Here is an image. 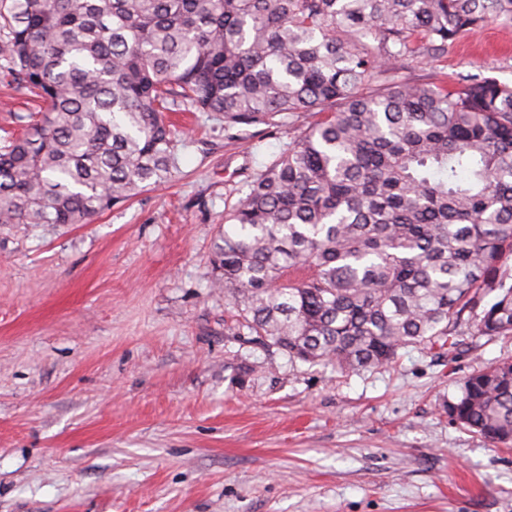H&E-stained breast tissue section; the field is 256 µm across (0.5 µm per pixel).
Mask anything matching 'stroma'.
Returning a JSON list of instances; mask_svg holds the SVG:
<instances>
[{"label":"stroma","instance_id":"stroma-1","mask_svg":"<svg viewBox=\"0 0 512 512\" xmlns=\"http://www.w3.org/2000/svg\"><path fill=\"white\" fill-rule=\"evenodd\" d=\"M512 85L492 22L400 79ZM180 169L86 224L0 225V512H512V446L443 406L512 358L336 373L233 335L212 243L287 131L170 112Z\"/></svg>","mask_w":512,"mask_h":512}]
</instances>
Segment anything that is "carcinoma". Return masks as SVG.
<instances>
[{
    "mask_svg": "<svg viewBox=\"0 0 512 512\" xmlns=\"http://www.w3.org/2000/svg\"><path fill=\"white\" fill-rule=\"evenodd\" d=\"M512 0H0V224H84L179 169L166 112L289 129L213 242L232 328L338 373L512 336V86L396 82ZM318 119L297 127L294 117ZM448 417L512 444V360ZM35 106L26 103L19 92L7 87L0 82V135L3 136L2 129L19 134L22 132L25 123L17 121V115H27L29 112H35Z\"/></svg>",
    "mask_w": 512,
    "mask_h": 512,
    "instance_id": "1",
    "label": "carcinoma"
}]
</instances>
